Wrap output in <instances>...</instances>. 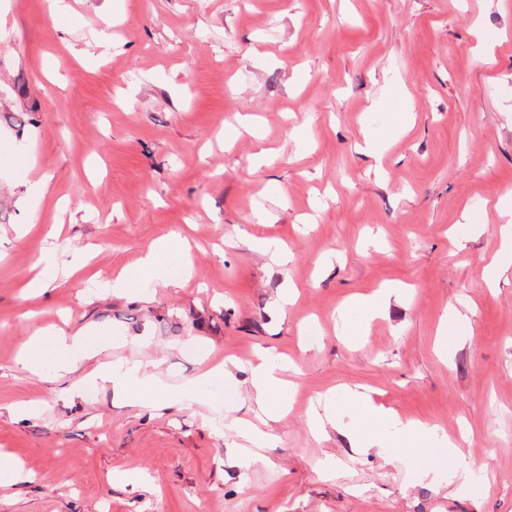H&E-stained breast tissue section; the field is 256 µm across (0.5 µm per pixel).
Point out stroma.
<instances>
[{
  "instance_id": "1",
  "label": "stroma",
  "mask_w": 512,
  "mask_h": 512,
  "mask_svg": "<svg viewBox=\"0 0 512 512\" xmlns=\"http://www.w3.org/2000/svg\"><path fill=\"white\" fill-rule=\"evenodd\" d=\"M510 191L512 0H0V452L27 475L0 512H512V267L485 280ZM172 237L189 276L104 293ZM46 250L99 283L27 298ZM388 286L411 293L347 335L350 298ZM85 327L167 386L231 376L145 408L63 394L93 362L62 384L18 363L36 331ZM264 349L295 367L272 416L250 393ZM359 386L454 447L395 461L392 427L366 451L313 429L312 405ZM212 378H224V367H215L209 372L203 374L199 379L185 386L184 389L178 392L170 393L172 396L185 397L189 402H195L207 399V394L201 390V385Z\"/></svg>"
}]
</instances>
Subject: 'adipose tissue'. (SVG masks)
<instances>
[{"label":"adipose tissue","instance_id":"obj_1","mask_svg":"<svg viewBox=\"0 0 512 512\" xmlns=\"http://www.w3.org/2000/svg\"><path fill=\"white\" fill-rule=\"evenodd\" d=\"M187 251L177 240L165 244H155L148 248L141 259L138 273L140 277L152 280L167 279L175 270L185 269ZM112 332L105 328H83L75 333H41L34 336L28 353L22 357L21 365L33 369L41 362H51L56 378H64L87 360H96L97 365L86 379L88 387L112 386L118 393L131 396L143 404L156 401L162 382L144 371L137 363H113L102 360L101 355L112 345ZM283 367L271 355L264 354L251 369L252 395L258 408L265 414L282 409L288 397V383L282 376ZM349 414L364 428L375 431L382 425L390 424L397 428L400 436L418 446L435 438L433 428L413 422L402 421L396 414L374 403L365 394L352 393L348 406Z\"/></svg>","mask_w":512,"mask_h":512}]
</instances>
